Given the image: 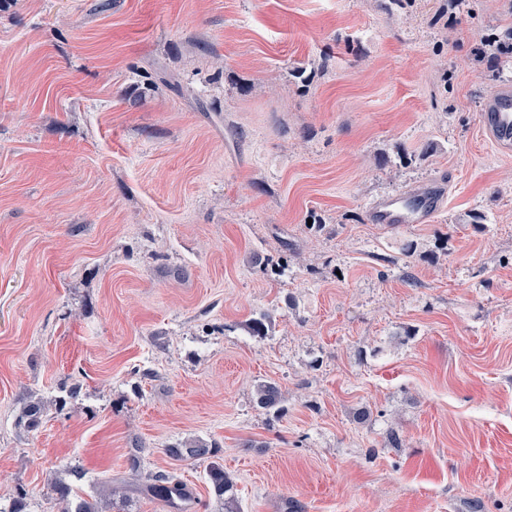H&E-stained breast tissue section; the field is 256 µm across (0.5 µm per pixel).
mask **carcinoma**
<instances>
[{
  "label": "carcinoma",
  "instance_id": "1",
  "mask_svg": "<svg viewBox=\"0 0 512 512\" xmlns=\"http://www.w3.org/2000/svg\"><path fill=\"white\" fill-rule=\"evenodd\" d=\"M255 404L267 411H280L282 393L279 387L266 382L257 386L254 395ZM47 407L43 400L34 399L24 404L20 423L27 428L37 427ZM219 444L215 441L195 439L186 442L170 443L163 448V453L174 461L192 460L206 464L205 481L210 493L224 505L225 512H236L234 509V484L231 476L224 471V466L218 461ZM105 499L89 501L80 497L74 486L65 481L57 480L50 486L52 498L61 505V512H125L123 505L127 503L126 491L122 487L112 486V481L103 482ZM144 489L155 499L169 506L176 503H186L191 500L192 492L175 474L166 471L149 473L144 477Z\"/></svg>",
  "mask_w": 512,
  "mask_h": 512
}]
</instances>
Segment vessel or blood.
Listing matches in <instances>:
<instances>
[{"label": "vessel or blood", "mask_w": 512, "mask_h": 512, "mask_svg": "<svg viewBox=\"0 0 512 512\" xmlns=\"http://www.w3.org/2000/svg\"><path fill=\"white\" fill-rule=\"evenodd\" d=\"M482 126L501 149L512 148V84L503 83L488 94L483 102ZM442 189L432 183L420 184L410 191L382 195L368 209L376 224H421L438 210Z\"/></svg>", "instance_id": "obj_1"}]
</instances>
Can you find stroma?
Segmentation results:
<instances>
[{
    "instance_id": "stroma-1",
    "label": "stroma",
    "mask_w": 512,
    "mask_h": 512,
    "mask_svg": "<svg viewBox=\"0 0 512 512\" xmlns=\"http://www.w3.org/2000/svg\"><path fill=\"white\" fill-rule=\"evenodd\" d=\"M447 3L0 10L1 506L60 512L50 480L108 477L168 512L136 455L222 512L204 465L163 453L204 438L240 512H512V153L480 118L512 61L473 56L512 0ZM437 180L429 222H370ZM282 393L279 387L272 382H266L257 386L254 395L255 404L267 411L279 412L282 403Z\"/></svg>"
}]
</instances>
